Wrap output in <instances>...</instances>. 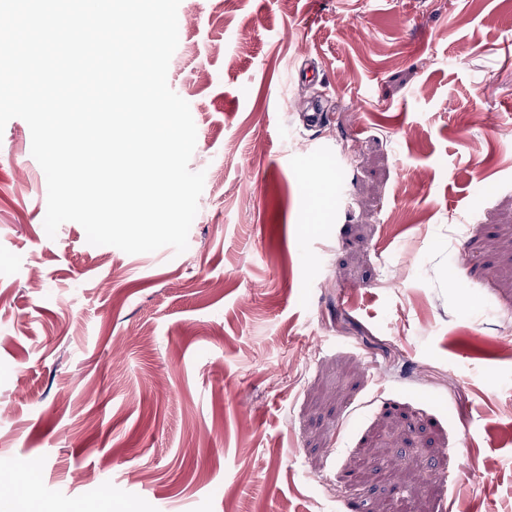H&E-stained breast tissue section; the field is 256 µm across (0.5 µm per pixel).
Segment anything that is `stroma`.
Here are the masks:
<instances>
[{
	"label": "stroma",
	"instance_id": "35a3bbf8",
	"mask_svg": "<svg viewBox=\"0 0 512 512\" xmlns=\"http://www.w3.org/2000/svg\"><path fill=\"white\" fill-rule=\"evenodd\" d=\"M510 13L181 0L168 84L207 174L181 254L48 237L30 129L6 124L15 512H512Z\"/></svg>",
	"mask_w": 512,
	"mask_h": 512
}]
</instances>
